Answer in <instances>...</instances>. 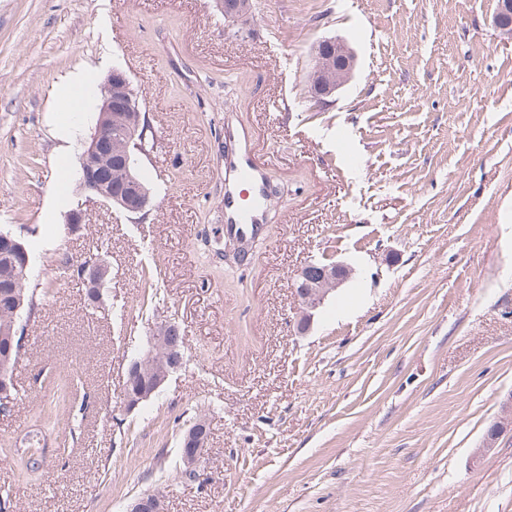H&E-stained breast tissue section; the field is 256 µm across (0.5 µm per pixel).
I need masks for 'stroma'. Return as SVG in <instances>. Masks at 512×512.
<instances>
[{"instance_id": "stroma-1", "label": "stroma", "mask_w": 512, "mask_h": 512, "mask_svg": "<svg viewBox=\"0 0 512 512\" xmlns=\"http://www.w3.org/2000/svg\"><path fill=\"white\" fill-rule=\"evenodd\" d=\"M495 8L255 0L228 28L215 0H0V230L46 289L26 322V393L0 412V445L39 463L27 476L0 454L13 512H126L145 493L165 512H512V38ZM336 38L354 75L317 104L314 50ZM116 69L155 141L140 221L77 184ZM228 121L286 191L275 234L233 270L204 246L224 229ZM92 249L112 267L95 310L59 274ZM311 261L351 274L301 334L293 275ZM159 318L184 331L185 365L125 409ZM198 417L208 452L191 482L179 442Z\"/></svg>"}]
</instances>
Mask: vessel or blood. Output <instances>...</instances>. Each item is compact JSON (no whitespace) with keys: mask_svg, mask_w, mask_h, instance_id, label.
<instances>
[{"mask_svg":"<svg viewBox=\"0 0 512 512\" xmlns=\"http://www.w3.org/2000/svg\"><path fill=\"white\" fill-rule=\"evenodd\" d=\"M236 143L233 154L224 158V231L244 238L270 237L265 220L267 175L257 162L252 135L231 130Z\"/></svg>","mask_w":512,"mask_h":512,"instance_id":"obj_1","label":"vessel or blood"}]
</instances>
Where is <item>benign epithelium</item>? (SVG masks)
<instances>
[{"instance_id":"benign-epithelium-1","label":"benign epithelium","mask_w":512,"mask_h":512,"mask_svg":"<svg viewBox=\"0 0 512 512\" xmlns=\"http://www.w3.org/2000/svg\"><path fill=\"white\" fill-rule=\"evenodd\" d=\"M493 25L504 34H512V0H497L493 16ZM356 66L353 51L342 41L330 40L324 43V54L315 55V66L311 71V84L315 87L312 98L322 101L346 85L352 78ZM336 69V78H331L330 69ZM119 81L126 88L124 107L140 111L139 93L133 88L128 76L121 71H114L107 77L100 88L102 104L93 132L88 140L81 143L79 154L80 186L86 193V201L112 203V171L102 168L104 149L112 142V82ZM0 242L11 247L16 256L14 273L21 278L26 275L30 265L27 250L9 234L0 233ZM243 245L230 236H224V262L233 264L239 258ZM350 274L349 269L339 263L316 265L309 263L296 274L295 294L300 304L298 330L304 331L310 325L316 311L328 297L342 285ZM80 276L94 286L93 297L99 301L102 292L110 281L111 268L101 257H94L82 266ZM24 325L11 320L0 327V344L12 348L13 344L23 343ZM180 331L179 326L167 319L153 325L151 340L165 347L167 367L158 374L149 377L151 386L136 391L127 390L124 406L131 410L141 402L149 399L166 382L169 375L182 369L185 354L178 342L172 340L171 334ZM504 432L501 425L495 426L489 433L482 447L476 449L475 457L481 458L492 452L497 440ZM207 427L198 420L184 432L181 455L188 471L196 472V466L202 459L206 447ZM128 512H164L163 500L154 494H145L137 498Z\"/></svg>"}]
</instances>
